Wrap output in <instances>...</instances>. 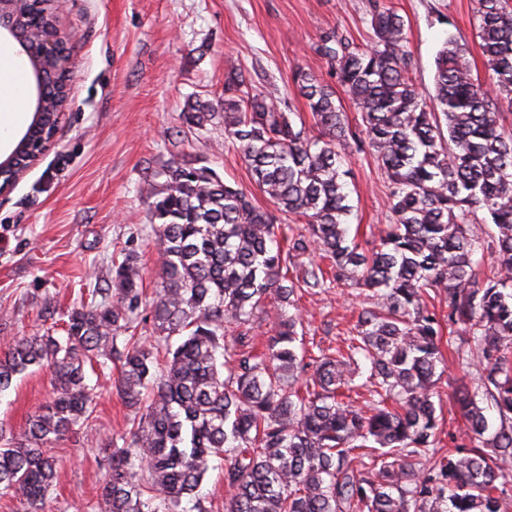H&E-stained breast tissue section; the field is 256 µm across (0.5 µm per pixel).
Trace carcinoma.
Instances as JSON below:
<instances>
[{"label":"carcinoma","mask_w":512,"mask_h":512,"mask_svg":"<svg viewBox=\"0 0 512 512\" xmlns=\"http://www.w3.org/2000/svg\"><path fill=\"white\" fill-rule=\"evenodd\" d=\"M478 37L490 86L474 78L450 36L437 52L435 108L409 78L405 20L369 0L374 45L365 51L337 34L318 52L345 88L360 122L351 126L336 91L301 69L293 78L319 134L292 118L288 98L256 90L238 66L224 73L222 98L188 102L187 122L224 114V141L237 146L271 208L208 167L174 159L149 183L162 288L147 304L136 257L114 266L112 296L72 308L66 336H21L0 357V392L32 365L52 368L53 397L17 441L0 428V497L42 512L57 460L45 448L88 421L94 394L85 367L117 369L114 387L137 410L130 440L108 441L109 467L92 512H206L197 489L224 461V512H502L512 483V5L476 0ZM46 85L47 112L68 90L63 65ZM370 151L390 184L392 223L365 252L349 239L347 159ZM492 226L481 240L470 217ZM307 218L287 234L277 214ZM495 255L479 278L476 256ZM313 250L329 259L288 276ZM349 285L364 296L342 345L316 357L302 346L301 317L271 312L268 297L296 306ZM448 302V324L468 335L456 369H482L481 395L454 393L464 435L436 456L441 414L433 400L445 367L442 326L431 296ZM275 316L263 350L240 332ZM154 336H120L137 320ZM230 332L242 343L227 342ZM374 400L355 405L360 389ZM498 425L489 430L488 409ZM433 459L420 476L415 460Z\"/></svg>","instance_id":"carcinoma-1"}]
</instances>
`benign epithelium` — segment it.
I'll return each mask as SVG.
<instances>
[{
  "instance_id": "1",
  "label": "benign epithelium",
  "mask_w": 512,
  "mask_h": 512,
  "mask_svg": "<svg viewBox=\"0 0 512 512\" xmlns=\"http://www.w3.org/2000/svg\"><path fill=\"white\" fill-rule=\"evenodd\" d=\"M2 30L18 45L28 48L30 60L36 63L35 79L39 86L46 84V74L43 67L39 66L41 60L50 61L64 57L66 72L73 71L74 62L70 56L69 43L74 34L63 32L58 24L54 23L35 33L18 22L8 0H0V31ZM63 116L62 111L56 113L50 134L41 135L35 145H30V139L26 137L6 159L0 161V194L10 191L24 173L55 146L57 129Z\"/></svg>"
}]
</instances>
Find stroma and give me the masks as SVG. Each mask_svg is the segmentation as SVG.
<instances>
[{
	"mask_svg": "<svg viewBox=\"0 0 512 512\" xmlns=\"http://www.w3.org/2000/svg\"><path fill=\"white\" fill-rule=\"evenodd\" d=\"M407 26L409 75L434 93L435 57L446 36L463 45L475 78L490 71L477 36L475 0H385ZM368 0H66L62 28L74 31L71 103L55 146L0 196V355L20 336L61 335L67 312L90 288L112 285V265L133 254L147 299L160 286L148 183L170 158L213 168L259 206L267 200L239 150L224 140V121L198 129L184 117L187 100L217 99L224 70L244 68L266 92L287 90L295 119L317 133L293 91L297 70L329 78L316 47L335 31L369 47ZM349 222L371 249L390 221L388 182L373 155L348 161ZM361 300L348 288L300 302L308 349L335 345ZM115 371L92 373L88 422L54 442L56 482L44 512H90L108 470L107 438L125 435L135 415L114 387ZM457 371L433 392L442 405L441 446L465 443L453 405ZM52 371L31 367L0 396V425L21 434L29 414L52 396Z\"/></svg>",
	"mask_w": 512,
	"mask_h": 512,
	"instance_id": "stroma-1",
	"label": "stroma"
}]
</instances>
